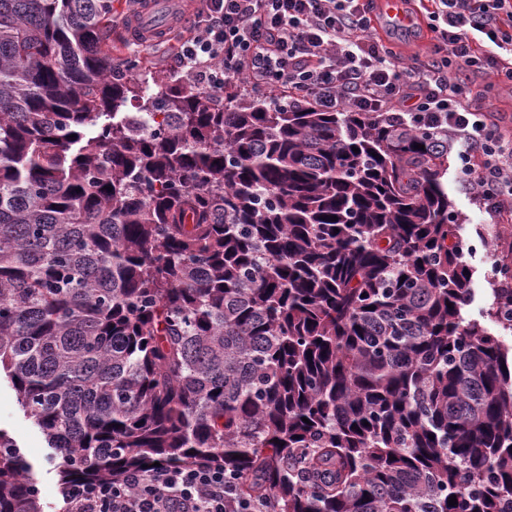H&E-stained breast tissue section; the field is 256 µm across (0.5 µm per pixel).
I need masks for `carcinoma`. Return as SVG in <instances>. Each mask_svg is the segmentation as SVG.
Instances as JSON below:
<instances>
[{"label":"carcinoma","mask_w":512,"mask_h":512,"mask_svg":"<svg viewBox=\"0 0 512 512\" xmlns=\"http://www.w3.org/2000/svg\"><path fill=\"white\" fill-rule=\"evenodd\" d=\"M111 36L112 0H0V373L60 482L210 461L236 507L512 512V347L464 316L448 142L151 93ZM486 317L512 331V289ZM0 512H43L2 429Z\"/></svg>","instance_id":"carcinoma-1"}]
</instances>
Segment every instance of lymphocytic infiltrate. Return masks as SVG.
<instances>
[{
	"label": "lymphocytic infiltrate",
	"mask_w": 512,
	"mask_h": 512,
	"mask_svg": "<svg viewBox=\"0 0 512 512\" xmlns=\"http://www.w3.org/2000/svg\"><path fill=\"white\" fill-rule=\"evenodd\" d=\"M417 2L434 40L429 64L403 63L374 38V0H197L176 34V69L215 95L237 78L313 97L327 111L408 117L447 136L458 179L501 220L512 215V139L450 74L481 71L512 85V0ZM60 494L68 512H224V473L159 466Z\"/></svg>",
	"instance_id": "1"
}]
</instances>
